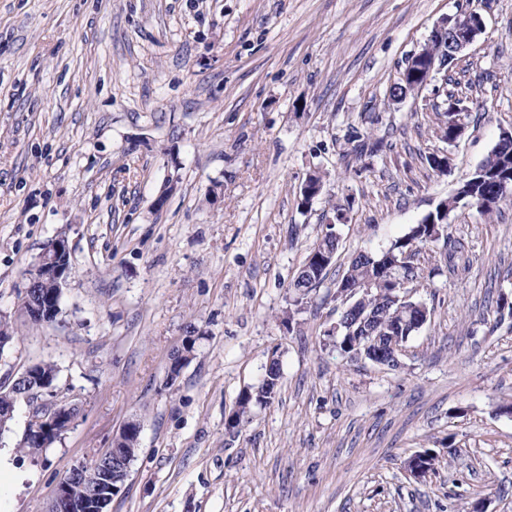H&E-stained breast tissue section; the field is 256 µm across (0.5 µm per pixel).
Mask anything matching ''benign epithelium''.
<instances>
[{"label":"benign epithelium","instance_id":"obj_1","mask_svg":"<svg viewBox=\"0 0 512 512\" xmlns=\"http://www.w3.org/2000/svg\"><path fill=\"white\" fill-rule=\"evenodd\" d=\"M484 32V20L478 8L468 4L455 14L443 18L432 30L430 39L442 42L448 47V59L457 60L459 55L474 43ZM423 60L421 53L416 52L405 61L400 73L398 88L391 96L392 101L400 103L407 98L409 88L407 77L415 75L414 63ZM70 253L68 241L64 237L53 239V245L46 248L36 262L25 272L26 285L22 291L23 300L31 304L37 311L49 309L52 303L51 288L57 284L61 276H69L70 267L62 264V257ZM359 288L345 281L336 283V298L344 307L353 305L354 295ZM191 340L183 342L182 348L172 355L168 382L178 377L180 370L192 356L189 351ZM12 386L18 388L19 395L26 402L47 395L53 401L38 408L39 414L34 418L38 424L41 438L50 443L66 431L74 420L73 410L77 403L72 401L67 408H61L56 400L55 380L42 377L35 372L31 365L12 380ZM141 424L137 420L126 422L112 439V451L104 450L92 456L86 463H80L71 468L69 477L91 479L89 494L81 500L69 496V482H60L54 497L52 510L61 512H107L112 497L121 489L128 477L131 454L121 450V445L132 439L139 441Z\"/></svg>","mask_w":512,"mask_h":512}]
</instances>
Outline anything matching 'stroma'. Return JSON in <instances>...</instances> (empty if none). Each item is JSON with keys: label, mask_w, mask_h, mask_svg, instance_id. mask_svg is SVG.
Masks as SVG:
<instances>
[{"label": "stroma", "mask_w": 512, "mask_h": 512, "mask_svg": "<svg viewBox=\"0 0 512 512\" xmlns=\"http://www.w3.org/2000/svg\"><path fill=\"white\" fill-rule=\"evenodd\" d=\"M463 0H0V386L54 363L72 427L0 452V512H47L71 467L130 419L139 451L108 512H512V200L448 222L470 270L422 278L431 311L391 368L329 345L351 260L408 232L512 128V0L419 94L405 59ZM471 112L438 138L448 97ZM372 138L374 154L355 152ZM443 151L447 174L426 157ZM321 195L299 208L313 170ZM350 221L304 303L290 285L337 206ZM66 236L55 323L20 315L24 273ZM195 351L167 382L173 351ZM275 397L228 429L271 352ZM433 449L426 480L406 470Z\"/></svg>", "instance_id": "obj_1"}]
</instances>
